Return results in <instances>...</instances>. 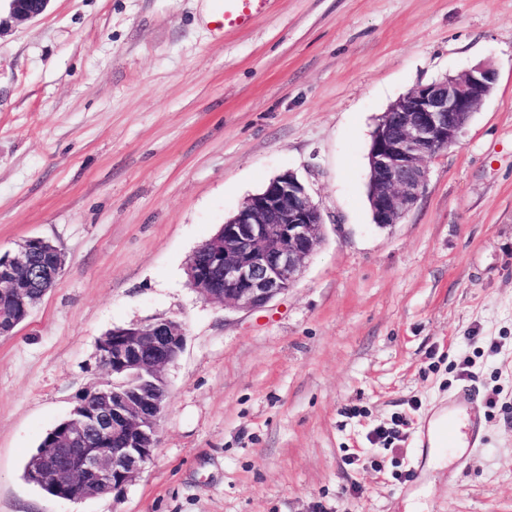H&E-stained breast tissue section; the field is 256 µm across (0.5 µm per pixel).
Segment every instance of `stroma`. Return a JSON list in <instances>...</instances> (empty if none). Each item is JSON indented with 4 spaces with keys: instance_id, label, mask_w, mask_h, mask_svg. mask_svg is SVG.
<instances>
[{
    "instance_id": "35a3bbf8",
    "label": "stroma",
    "mask_w": 512,
    "mask_h": 512,
    "mask_svg": "<svg viewBox=\"0 0 512 512\" xmlns=\"http://www.w3.org/2000/svg\"><path fill=\"white\" fill-rule=\"evenodd\" d=\"M0 0V253L31 236L62 283L0 336V512H512V0ZM493 93L400 223L371 220L380 115L483 61ZM323 240L242 311L188 287L193 251L283 171ZM172 318L182 355L153 459L121 495L59 501L23 467L115 326ZM483 441L430 460L460 388ZM10 13L17 22H25L42 15L50 0H8ZM267 0H222L220 8L212 14L217 28L246 29L250 27Z\"/></svg>"
}]
</instances>
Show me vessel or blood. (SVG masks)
Returning <instances> with one entry per match:
<instances>
[{"mask_svg": "<svg viewBox=\"0 0 512 512\" xmlns=\"http://www.w3.org/2000/svg\"><path fill=\"white\" fill-rule=\"evenodd\" d=\"M266 0H222L213 13L212 21L217 28L245 29L250 27L261 13ZM481 412L471 398L464 393L449 396L435 422H424L422 436L434 439L439 447L471 448L481 441Z\"/></svg>", "mask_w": 512, "mask_h": 512, "instance_id": "vessel-or-blood-1", "label": "vessel or blood"}]
</instances>
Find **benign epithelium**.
Instances as JSON below:
<instances>
[{
  "mask_svg": "<svg viewBox=\"0 0 512 512\" xmlns=\"http://www.w3.org/2000/svg\"><path fill=\"white\" fill-rule=\"evenodd\" d=\"M18 22L42 15L51 0H9ZM497 71L482 62L456 76L420 85L378 121L368 152L374 224L401 221L418 201L428 162L458 144L471 116L491 95ZM322 214L297 175L288 170L250 196L186 266L189 287L208 301L255 311L286 293L321 242ZM61 251L42 237L0 255V335L24 323L36 288L61 285ZM185 329L160 318L112 328L97 342L99 364L109 373L133 372L150 381L140 390L83 392L65 425L50 432L42 471L61 486L59 498L119 494L153 457L167 406L166 368L181 355Z\"/></svg>",
  "mask_w": 512,
  "mask_h": 512,
  "instance_id": "1",
  "label": "benign epithelium"
}]
</instances>
